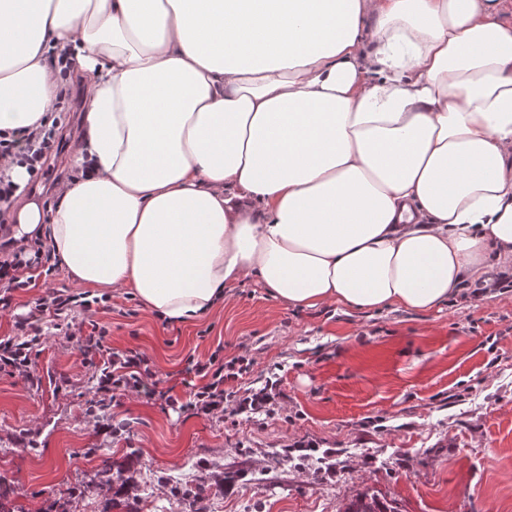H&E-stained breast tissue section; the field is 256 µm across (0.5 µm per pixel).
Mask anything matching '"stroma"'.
Returning <instances> with one entry per match:
<instances>
[{
	"mask_svg": "<svg viewBox=\"0 0 512 512\" xmlns=\"http://www.w3.org/2000/svg\"><path fill=\"white\" fill-rule=\"evenodd\" d=\"M84 106L56 115L64 137L42 198L71 173ZM50 287L82 291L59 269L16 293L0 339ZM111 304L96 321L115 354L147 357L157 395L101 396L103 357L84 358L52 320L31 354L40 387L0 371V478L26 512H101L109 500L112 512H343L364 491L400 512H512V291L458 292L429 311L309 309L248 280L186 324L121 291ZM215 352L251 365L225 382L223 412L204 414L187 408L183 380L189 358ZM259 390L265 407L240 410ZM100 404L102 426L90 412ZM107 460L129 464L128 495L102 480ZM175 483L206 489L182 497Z\"/></svg>",
	"mask_w": 512,
	"mask_h": 512,
	"instance_id": "obj_1",
	"label": "stroma"
}]
</instances>
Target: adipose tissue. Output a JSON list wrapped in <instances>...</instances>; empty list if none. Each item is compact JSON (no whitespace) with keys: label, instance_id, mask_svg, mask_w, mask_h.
<instances>
[{"label":"adipose tissue","instance_id":"adipose-tissue-1","mask_svg":"<svg viewBox=\"0 0 512 512\" xmlns=\"http://www.w3.org/2000/svg\"><path fill=\"white\" fill-rule=\"evenodd\" d=\"M497 0H0V134L89 91L73 182L0 220L162 320L253 279L425 311L512 268V23Z\"/></svg>","mask_w":512,"mask_h":512}]
</instances>
